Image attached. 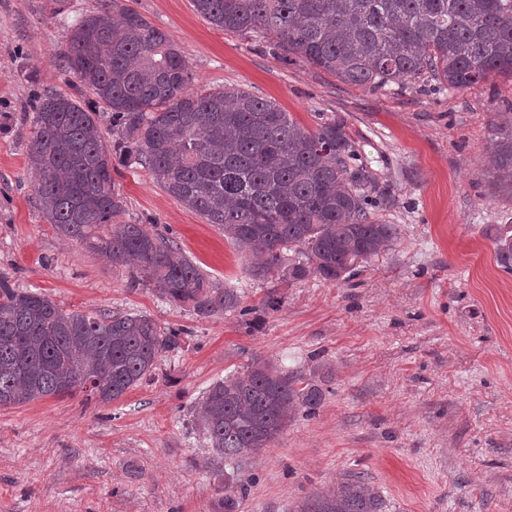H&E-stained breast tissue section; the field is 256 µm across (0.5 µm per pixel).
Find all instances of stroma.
<instances>
[{"instance_id":"stroma-1","label":"stroma","mask_w":512,"mask_h":512,"mask_svg":"<svg viewBox=\"0 0 512 512\" xmlns=\"http://www.w3.org/2000/svg\"><path fill=\"white\" fill-rule=\"evenodd\" d=\"M104 0H0V274L69 310L142 313L187 330L150 380L100 404L78 392L0 408V512H218L219 481L197 425L207 388L269 361L314 377L323 400L245 456L240 512H293L313 491L364 476L388 512H512V270L493 238L512 198L487 178L495 113L512 77L454 91L417 82L371 91L268 44L216 28L192 0H125L180 48L194 91L262 97L306 129L342 119L378 188L390 249L340 283L252 276L217 225L144 168L115 173L123 221L148 225L252 314L196 317L44 218L27 166L33 95L77 93L61 56L69 26ZM277 299L266 308L267 298Z\"/></svg>"}]
</instances>
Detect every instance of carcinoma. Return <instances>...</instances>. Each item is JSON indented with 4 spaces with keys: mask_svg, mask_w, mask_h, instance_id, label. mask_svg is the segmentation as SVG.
<instances>
[{
    "mask_svg": "<svg viewBox=\"0 0 512 512\" xmlns=\"http://www.w3.org/2000/svg\"><path fill=\"white\" fill-rule=\"evenodd\" d=\"M214 26L272 41L286 64L299 59L340 80L378 90L428 73L443 89L512 75V0H193ZM80 86L108 108L118 156L101 134L102 116L74 98L49 93L33 106L27 144L35 191L47 221L128 270L131 288L189 306L200 318L246 316L235 288H222L174 240L145 224H118L124 212L112 172L136 164L173 198L255 258L265 278L287 252L288 279L316 275L337 283L380 254L397 227L371 217L379 192L344 122L304 129L288 113L245 91L191 92L192 71L166 33L119 0L81 18L63 50ZM492 140L493 188L512 194V123ZM512 265V235L494 242ZM190 334L151 317L66 310L0 275V407L81 390L103 404L149 379L163 353ZM321 387L268 363L213 382L199 422L217 468L221 512H239L251 481L239 462L268 447L298 413H316ZM362 477L314 492L294 512H385Z\"/></svg>",
    "mask_w": 512,
    "mask_h": 512,
    "instance_id": "obj_1",
    "label": "carcinoma"
}]
</instances>
